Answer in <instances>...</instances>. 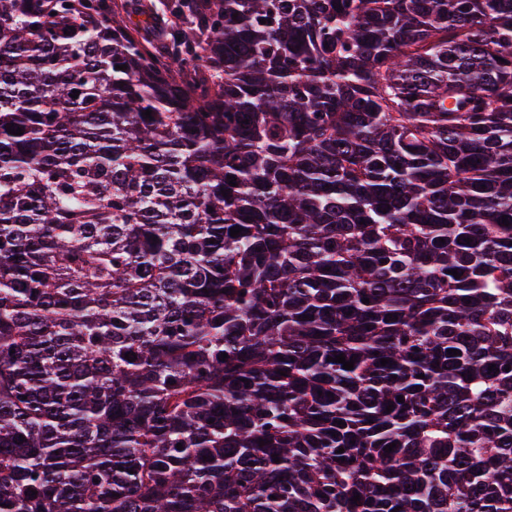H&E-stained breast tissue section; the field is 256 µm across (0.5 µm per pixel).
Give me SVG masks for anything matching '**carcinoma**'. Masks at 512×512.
I'll list each match as a JSON object with an SVG mask.
<instances>
[{"instance_id":"obj_1","label":"carcinoma","mask_w":512,"mask_h":512,"mask_svg":"<svg viewBox=\"0 0 512 512\" xmlns=\"http://www.w3.org/2000/svg\"><path fill=\"white\" fill-rule=\"evenodd\" d=\"M395 508L512 512V0H0V512Z\"/></svg>"}]
</instances>
